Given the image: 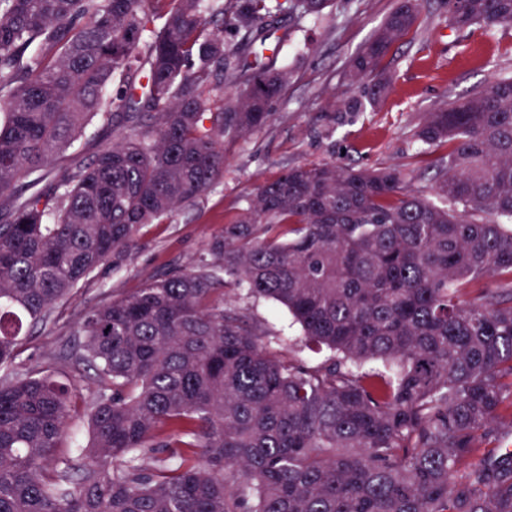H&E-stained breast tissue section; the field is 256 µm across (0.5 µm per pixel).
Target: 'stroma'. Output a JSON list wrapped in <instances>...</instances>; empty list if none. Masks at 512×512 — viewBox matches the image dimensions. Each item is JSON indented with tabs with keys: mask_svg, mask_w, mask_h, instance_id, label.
<instances>
[{
	"mask_svg": "<svg viewBox=\"0 0 512 512\" xmlns=\"http://www.w3.org/2000/svg\"><path fill=\"white\" fill-rule=\"evenodd\" d=\"M394 5L395 0H336L320 19L293 29L281 49L293 77L274 104L271 121L225 147L224 176L197 203L143 228L132 247L101 264L47 326L28 330L20 362H54L58 378L70 384L78 406H85L97 389L94 373L74 372L63 357L84 311L104 293L133 292L164 269L199 258L225 225L238 219L256 187L290 167L340 161L362 169L397 167L411 189L428 191L447 149L420 146L418 125L445 101L472 92L491 77L512 75V29L458 30L446 24L442 0H421L416 26L383 61L394 74L390 92L376 108L348 111L361 89L348 80L347 63ZM225 298L276 336L275 352L310 366L323 361V353L305 347L299 328L271 301L246 297L231 282Z\"/></svg>",
	"mask_w": 512,
	"mask_h": 512,
	"instance_id": "obj_1",
	"label": "stroma"
}]
</instances>
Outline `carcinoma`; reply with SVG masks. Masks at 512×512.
<instances>
[{
	"label": "carcinoma",
	"instance_id": "1",
	"mask_svg": "<svg viewBox=\"0 0 512 512\" xmlns=\"http://www.w3.org/2000/svg\"><path fill=\"white\" fill-rule=\"evenodd\" d=\"M201 2L0 0V512H512V76L425 116L417 140L448 148L434 198L396 168L297 165L191 267L90 307L71 354L100 384L90 438L59 450L75 403L51 365L18 371L24 325L224 177V143L290 81L257 49L267 19L333 4ZM419 14L397 0L350 59L348 111L388 93ZM448 15L509 28L512 0ZM95 120L112 140L43 184ZM228 277L326 362L278 358Z\"/></svg>",
	"mask_w": 512,
	"mask_h": 512
}]
</instances>
